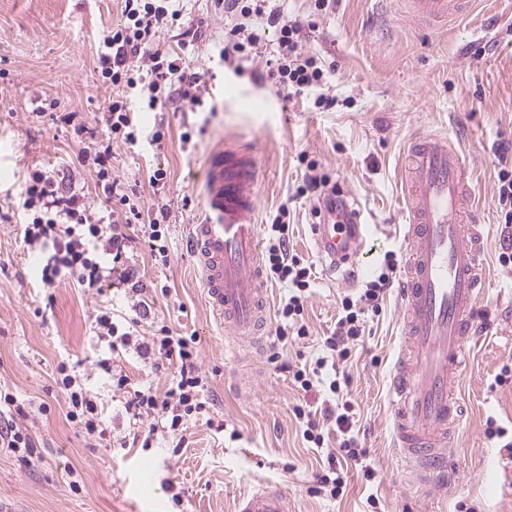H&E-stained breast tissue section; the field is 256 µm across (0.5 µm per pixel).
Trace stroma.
<instances>
[{"label":"stroma","mask_w":512,"mask_h":512,"mask_svg":"<svg viewBox=\"0 0 512 512\" xmlns=\"http://www.w3.org/2000/svg\"><path fill=\"white\" fill-rule=\"evenodd\" d=\"M121 7V0H0V206L16 202L29 168L43 166L72 174L95 211L103 210L95 169L77 165L76 156L105 140L100 114L125 93L102 81L96 56L103 36L120 23ZM179 7L181 20L162 29L160 41L202 74L209 95L195 112L167 104L139 113L142 126L162 127L164 137L157 146L113 145L112 177L119 188L138 187L143 218L169 207L168 262L151 257L139 227L129 230L128 256L140 268L151 306L141 329L157 322L196 336L206 409L190 422L184 444L161 437L149 448L133 445L138 429L127 400L147 387L165 392L174 373L155 370L131 346L114 361L128 379L124 389L97 369L96 304L129 308L127 285L116 273L99 297L67 278L44 286L20 216L0 221V390L29 408L25 425L42 457L29 465L0 450V512H232L234 497L260 483L284 491L292 512H369L371 494L378 512H455L461 501L474 512H512V452L484 435L490 415L512 428V383H494L501 367L512 365V275L497 262L512 231L495 197V153L512 143V0H477L473 15L442 33L404 17L395 0H334L318 16L311 0H285L291 15L314 18L305 49L336 66L329 81L338 103L329 111L315 107L312 91L290 101L279 97L264 58L245 61L239 73L225 65L224 13L215 0H180ZM67 114L72 122H64ZM421 130L446 136L464 152L488 233L489 282L476 317L484 336L460 378L462 419L448 486L433 492L413 484L393 446L389 372L401 336L391 290L383 314L368 320L362 345L338 367L376 476L365 481L351 467L343 497L315 496L309 489L326 452L309 447L291 408L321 405L325 391H297L267 357L240 361L218 332L185 244L202 215L203 167L224 146L250 147L259 162L257 223L288 205L290 247L318 272L305 310L312 340L287 347L286 355L310 359L317 340L334 329L339 296L359 291L366 280L346 284L341 274L320 271L310 205L292 197L305 170L298 156L309 153L353 200L367 226L361 260L370 267L375 256L403 244L402 161ZM157 169L166 175L158 190L148 183ZM63 366L82 375L109 440H89L67 420L56 385ZM42 403L49 407L43 415ZM73 475L81 485L76 492L69 487Z\"/></svg>","instance_id":"35a3bbf8"}]
</instances>
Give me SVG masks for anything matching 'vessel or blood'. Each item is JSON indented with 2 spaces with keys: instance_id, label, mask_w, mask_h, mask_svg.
I'll list each match as a JSON object with an SVG mask.
<instances>
[{
  "instance_id": "vessel-or-blood-1",
  "label": "vessel or blood",
  "mask_w": 512,
  "mask_h": 512,
  "mask_svg": "<svg viewBox=\"0 0 512 512\" xmlns=\"http://www.w3.org/2000/svg\"><path fill=\"white\" fill-rule=\"evenodd\" d=\"M417 23L444 31L467 17L474 0H398ZM472 171L446 137L411 139L403 175L405 258L397 288L403 348L389 383L394 446L416 481L447 484L449 450L461 422L456 386L477 337L475 312L487 278L484 226L474 206ZM258 166L251 149L215 151L205 172L200 223L189 245L206 302L233 345L262 344L269 289L262 273L255 215ZM318 253L351 251L335 225L315 227ZM234 512H290L287 495L261 486L240 495Z\"/></svg>"
}]
</instances>
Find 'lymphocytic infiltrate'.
<instances>
[{"label":"lymphocytic infiltrate","mask_w":512,"mask_h":512,"mask_svg":"<svg viewBox=\"0 0 512 512\" xmlns=\"http://www.w3.org/2000/svg\"><path fill=\"white\" fill-rule=\"evenodd\" d=\"M223 7L226 23L219 56L225 63L239 61L253 53L261 54L266 46L264 30L274 28L276 48L269 61L268 77L278 94L292 99L312 91L316 94L317 108L335 107L336 98L328 91L329 69L303 46L306 31L313 28V21L286 14L278 0H223ZM181 16V10L170 4L161 6L153 0H124L123 22L103 37L98 53L101 77L112 85L122 84L136 92L135 98L113 100L103 112L101 121L110 142L118 139L131 147L143 142L159 143L163 137L161 130L149 131L142 127L136 117L138 111H153L168 103L192 111L203 106L204 92L199 75L169 60L168 48L156 40L159 28L178 21ZM77 162L96 167L108 203L104 215L92 211L75 182H63L58 171L52 169L31 168L21 190L23 241L28 249L42 256L41 281L49 287L66 276L77 287L94 292L101 282L118 271L132 294L138 295V309L149 312V304L141 298L144 284L140 271L127 257L130 238L121 227L140 224L152 256L163 261L168 256L163 228L165 217L159 214L148 224H141L136 194L116 192L110 176V143L101 148H83ZM306 168L301 184L295 189V198L318 199V206L312 210L314 218L321 222L332 220L337 234L348 232L350 218L342 189L319 171L316 161H307ZM288 215V206H280L272 222L264 227L265 278L285 289L276 311L277 344L309 337L304 311L316 280L312 265L289 249ZM402 266L403 260L397 252L388 251L361 292L341 297L336 327L324 338L322 354L314 362L284 363L277 350L268 356L270 363L280 364L282 370L291 374L301 391L308 393L321 386L329 392L320 407L300 403L292 408L307 443L324 447L330 434L336 435L339 441L336 453L328 454L326 467L317 474L313 493L325 492L333 499L344 495L346 481L336 465L340 458L359 466L365 480L375 476L359 441L354 405L345 399L335 370L337 362L348 361L362 341L368 317L382 312L387 290L399 279ZM126 324L128 331H121V324L108 308L96 315L93 332L110 352L109 357L98 360V367L111 372L112 355L132 345L141 357L153 359L155 368H174L173 384L164 394L149 388L134 391L125 409L133 420H147V440L159 435L183 436L191 418L205 408L207 382L198 364L195 337L175 334L163 325L136 342L130 329L137 326V318H129ZM59 387L67 400V419L76 423L89 439H105L107 431L98 418L97 405L79 375L64 374Z\"/></svg>","instance_id":"1"}]
</instances>
